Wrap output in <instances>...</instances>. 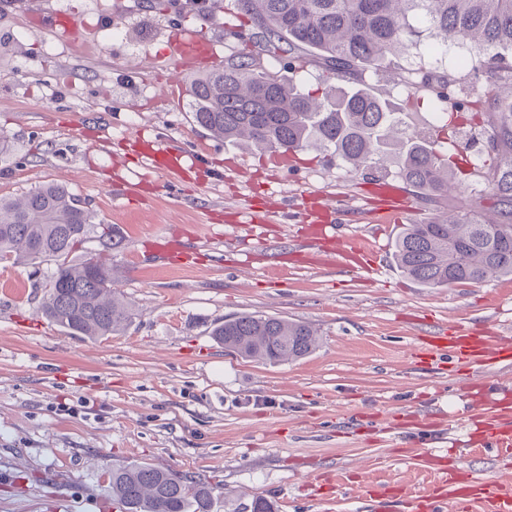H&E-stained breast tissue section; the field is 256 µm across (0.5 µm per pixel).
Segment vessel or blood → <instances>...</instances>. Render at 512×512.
I'll use <instances>...</instances> for the list:
<instances>
[{
    "mask_svg": "<svg viewBox=\"0 0 512 512\" xmlns=\"http://www.w3.org/2000/svg\"><path fill=\"white\" fill-rule=\"evenodd\" d=\"M167 41L174 48L176 67L183 74L194 71L215 70L222 67L224 58L209 41L199 38L179 27L169 31ZM326 208L315 210L316 225L310 228V239L320 255L322 264L358 269L366 255L360 244L347 241L344 237L329 234L322 218ZM454 353L460 368L468 370L471 376H478L497 365L512 364V335L465 326L454 330L440 329L431 336L424 350L432 356L442 350ZM501 397H487L480 414L482 430L478 444L496 448L503 459L512 458V408L504 406L501 398L512 393V388L502 387ZM433 481L421 493L403 487L382 486L378 495L388 499L397 497L405 505L406 512H444L447 504H454L456 512H471L474 504H481L482 512H512V484L497 480L491 483L478 481L468 474L448 468L440 451H429L424 455Z\"/></svg>",
    "mask_w": 512,
    "mask_h": 512,
    "instance_id": "obj_1",
    "label": "vessel or blood"
}]
</instances>
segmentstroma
<instances>
[{"instance_id": "1", "label": "stroma", "mask_w": 512, "mask_h": 512, "mask_svg": "<svg viewBox=\"0 0 512 512\" xmlns=\"http://www.w3.org/2000/svg\"><path fill=\"white\" fill-rule=\"evenodd\" d=\"M38 2L83 14L91 30L55 37L38 12L0 13V197L46 182L78 194L94 230L69 260L117 264L134 317L117 336L73 335L40 312L46 264L0 262V512H119L106 472L134 461L205 477L214 512L255 495L276 512H378V484L429 482L423 452L463 444L456 417L474 403L450 360L414 348L446 325L512 330V277L418 285L392 258L403 226L426 215L413 188L402 186L404 211L376 234L368 172L316 149L273 163L199 127L187 103L171 106V8ZM51 41L58 53L43 55ZM362 79L409 131L434 133L430 94L413 106L399 87ZM156 139L187 152L176 177L143 167L138 153ZM268 197L277 212L266 245L240 248V225ZM316 199L375 253L373 275L308 264ZM114 232L121 248L104 251ZM251 313L308 323L317 349L278 364L226 351L213 328ZM340 471L357 492L331 488L313 503L311 479Z\"/></svg>"}]
</instances>
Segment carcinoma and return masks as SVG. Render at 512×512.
<instances>
[{
    "label": "carcinoma",
    "mask_w": 512,
    "mask_h": 512,
    "mask_svg": "<svg viewBox=\"0 0 512 512\" xmlns=\"http://www.w3.org/2000/svg\"><path fill=\"white\" fill-rule=\"evenodd\" d=\"M186 0L199 19L206 2ZM243 18L234 30L242 49L224 69L191 81L188 105L212 135L271 152L316 148L350 171H392L431 206L432 217L398 234L393 259L425 287L480 284L512 275V0H234ZM425 47L449 57L454 68L479 73L486 93L478 102L490 149L472 172L479 196L446 208L462 195L467 173L438 136L410 133L391 103L365 87L339 82L374 71L383 80L410 81L440 96L447 85L433 71L402 61ZM309 54L324 61L314 89L283 78L261 57L290 58L291 70ZM92 230L79 197L58 184L40 185L20 198H0V261H53L42 278L41 310L79 336L123 332L132 309L116 289L119 269L96 259L72 264L69 253ZM213 336L224 349L254 360L288 362L310 354L316 333L303 322L260 314L224 320ZM121 512H213L215 488L204 478L146 462L108 472Z\"/></svg>",
    "instance_id": "cac0c4a2"
}]
</instances>
